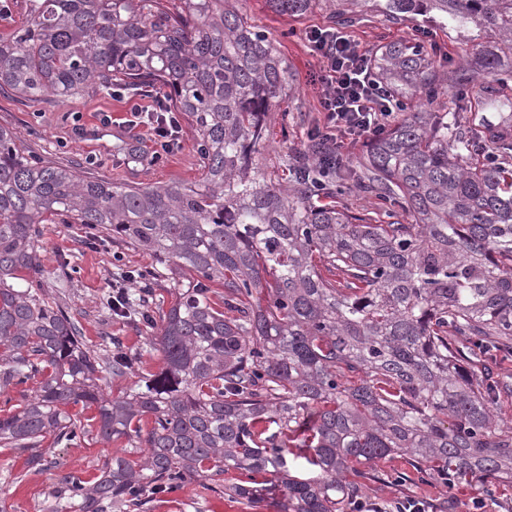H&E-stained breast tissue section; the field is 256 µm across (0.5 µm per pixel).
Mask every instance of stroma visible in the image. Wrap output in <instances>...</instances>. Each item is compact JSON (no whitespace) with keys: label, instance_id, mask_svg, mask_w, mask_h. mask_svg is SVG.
I'll list each match as a JSON object with an SVG mask.
<instances>
[{"label":"stroma","instance_id":"obj_1","mask_svg":"<svg viewBox=\"0 0 512 512\" xmlns=\"http://www.w3.org/2000/svg\"><path fill=\"white\" fill-rule=\"evenodd\" d=\"M239 8L276 40L297 78L295 96L270 114L271 142L257 157L261 174L278 175L284 171L292 150L306 144L308 133L320 116V88L312 78L320 73L323 63L307 36L314 30L332 29L333 23L323 8L300 17L274 13L265 0H240ZM340 32L367 52L398 39L436 47L438 57L453 63L467 52L462 41L422 19L395 25L377 15L356 20L341 27ZM135 104L150 108L154 98L116 92L110 96L88 93L64 102L52 97L29 101L1 93L0 125L17 131L26 154L86 167L94 177L106 181L144 186L198 181L201 166L190 129H183L177 148L162 159H155L156 145L147 127H132L125 122ZM106 114L111 115V123L103 122ZM88 235L82 224L43 225L39 250L44 293L47 299L68 307L81 324L88 347L98 348L102 337L110 336L130 351L141 353L139 372L103 380L106 392L115 395L158 372L161 360L157 353L147 352L142 333L128 319L102 309L100 300L111 292L113 282L120 280L124 272L149 267L152 260L105 235L100 236L97 245H89ZM115 454L136 459L143 451L120 443H104L90 435L77 443L52 448V469L35 472L26 464L27 452L0 448V512H47V495L56 475L70 473L85 482H94L103 462ZM375 469L380 477L370 482L366 498L382 505L408 497L430 504L449 499L459 504L460 512H471L472 501L479 495L470 484L450 490L434 480L423 484L411 480L412 468L398 454L378 461ZM208 484L205 478L188 482L181 490L157 500L150 512H279L278 492H271L250 511L241 500L210 491Z\"/></svg>","mask_w":512,"mask_h":512}]
</instances>
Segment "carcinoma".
I'll return each instance as SVG.
<instances>
[{
  "label": "carcinoma",
  "instance_id": "obj_1",
  "mask_svg": "<svg viewBox=\"0 0 512 512\" xmlns=\"http://www.w3.org/2000/svg\"><path fill=\"white\" fill-rule=\"evenodd\" d=\"M0 31V90L29 100L149 88L194 132L191 185L112 183L32 158L0 126V392L33 395L0 415V447L87 434L70 406L95 407L97 437L146 449L114 455L88 485L57 478L50 512H143L194 478L233 471L225 491L253 508L279 488L280 512H357L371 474L401 453L418 480L512 485V425L496 415L489 356L512 357V167L471 156L498 128L512 151V100L483 99L494 124L429 109L445 83L512 81V0H267L278 14L319 6L338 26L354 8L431 19L473 46L439 74L434 55L390 41L371 57L402 118L358 165L312 143L289 176L259 179L269 113L296 80L239 0H23ZM411 222L378 224L338 204L349 184ZM58 218L149 255L169 307L126 306L160 371L116 395L100 382L135 370L120 346L90 349L43 294L40 225ZM224 286L216 302L212 285ZM314 475L293 476L288 455Z\"/></svg>",
  "mask_w": 512,
  "mask_h": 512
}]
</instances>
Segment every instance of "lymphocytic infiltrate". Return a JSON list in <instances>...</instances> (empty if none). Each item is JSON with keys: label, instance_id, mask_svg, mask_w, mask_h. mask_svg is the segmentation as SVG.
I'll return each mask as SVG.
<instances>
[{"label": "lymphocytic infiltrate", "instance_id": "f902f5d3", "mask_svg": "<svg viewBox=\"0 0 512 512\" xmlns=\"http://www.w3.org/2000/svg\"><path fill=\"white\" fill-rule=\"evenodd\" d=\"M311 42L323 61L318 77L323 124L317 138L335 150L340 138L367 139L383 133L395 105L372 78L366 54L336 34L316 33Z\"/></svg>", "mask_w": 512, "mask_h": 512}]
</instances>
